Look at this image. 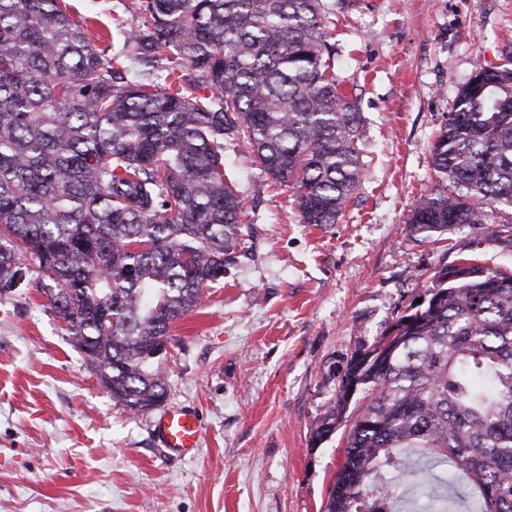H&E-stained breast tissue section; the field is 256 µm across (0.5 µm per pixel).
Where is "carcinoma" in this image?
Segmentation results:
<instances>
[{"mask_svg": "<svg viewBox=\"0 0 512 512\" xmlns=\"http://www.w3.org/2000/svg\"><path fill=\"white\" fill-rule=\"evenodd\" d=\"M62 0H0V297L37 288L115 404L168 397L154 359L237 265L245 199L224 172L243 145L293 191L301 224H335L364 178L360 117L339 89L324 0H129L122 50L96 45ZM439 181L408 223L496 234L512 207V60L480 66L430 149ZM376 357L335 369L311 442L365 391L324 512H393L411 477L463 473L477 512H512V272H434ZM108 313L102 320L90 309Z\"/></svg>", "mask_w": 512, "mask_h": 512, "instance_id": "obj_1", "label": "carcinoma"}]
</instances>
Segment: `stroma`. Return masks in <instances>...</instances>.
I'll return each instance as SVG.
<instances>
[{"label": "stroma", "instance_id": "stroma-1", "mask_svg": "<svg viewBox=\"0 0 512 512\" xmlns=\"http://www.w3.org/2000/svg\"><path fill=\"white\" fill-rule=\"evenodd\" d=\"M336 78L362 123L365 176L337 223H299L243 147L249 254L175 327L167 405L194 411L193 458L167 457L150 415L114 405L36 290L0 298V512H322L346 426L312 431L334 365L371 347L431 281L469 258L512 270V223L430 243L407 219L429 146L478 64L512 56V0H328Z\"/></svg>", "mask_w": 512, "mask_h": 512}]
</instances>
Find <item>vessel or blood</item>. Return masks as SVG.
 <instances>
[{
    "mask_svg": "<svg viewBox=\"0 0 512 512\" xmlns=\"http://www.w3.org/2000/svg\"><path fill=\"white\" fill-rule=\"evenodd\" d=\"M152 433L163 452L172 458L196 455L201 439V421L195 412L171 407L151 421Z\"/></svg>",
    "mask_w": 512,
    "mask_h": 512,
    "instance_id": "vessel-or-blood-1",
    "label": "vessel or blood"
}]
</instances>
